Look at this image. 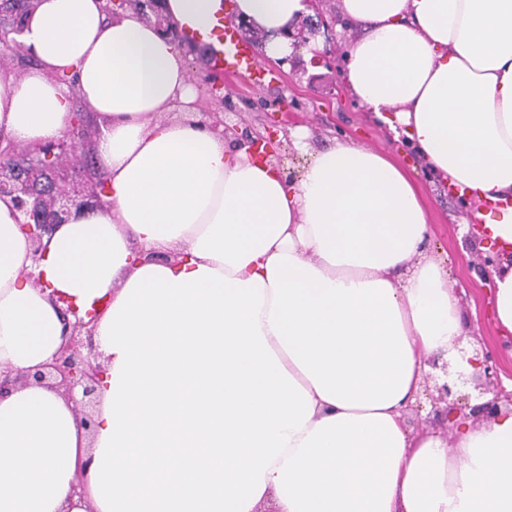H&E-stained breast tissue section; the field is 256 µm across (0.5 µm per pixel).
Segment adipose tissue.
Segmentation results:
<instances>
[{"label":"adipose tissue","mask_w":512,"mask_h":512,"mask_svg":"<svg viewBox=\"0 0 512 512\" xmlns=\"http://www.w3.org/2000/svg\"><path fill=\"white\" fill-rule=\"evenodd\" d=\"M106 0H36L33 68L0 67V137L61 140L80 104L109 193L42 239L0 196V371L65 343L68 297L104 371L96 427L62 391L0 396V512H512V407L411 433L431 359L469 371L459 297L411 174L350 139L296 180L197 118L183 52ZM292 55L304 0H164L214 38L225 11ZM343 81L439 179L512 193V0H336ZM89 460L86 473L78 464ZM85 484H78V477Z\"/></svg>","instance_id":"adipose-tissue-1"}]
</instances>
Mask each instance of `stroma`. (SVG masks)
I'll use <instances>...</instances> for the list:
<instances>
[{
	"label": "stroma",
	"instance_id": "stroma-1",
	"mask_svg": "<svg viewBox=\"0 0 512 512\" xmlns=\"http://www.w3.org/2000/svg\"><path fill=\"white\" fill-rule=\"evenodd\" d=\"M278 80L269 86L255 87L246 75L223 80L224 119L254 132L287 134L290 128L304 125L311 142L320 147L329 138L348 136L359 145L395 158L412 172L430 214L431 237L427 249L446 258L451 284L459 296L465 329V342L481 363L496 364L501 384L512 382V336H499L493 322L489 290L480 273L486 257V236L462 221L475 210L472 200L449 192L421 159L411 151L405 138L395 137L387 124L354 103L345 90L342 60L327 52L320 65H303L299 57L285 63H271ZM450 363L438 364L425 380L424 392L404 414L408 429L415 434L426 431L447 432L445 410L455 402L474 422H482L476 408L493 400L494 390L486 389L482 378L470 377L454 387L451 398H444V375L453 374Z\"/></svg>",
	"mask_w": 512,
	"mask_h": 512
}]
</instances>
